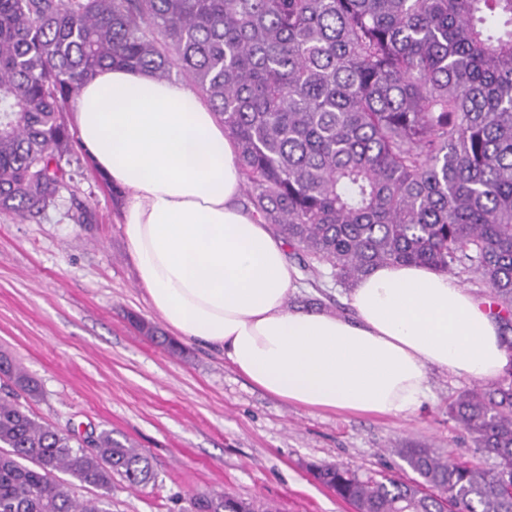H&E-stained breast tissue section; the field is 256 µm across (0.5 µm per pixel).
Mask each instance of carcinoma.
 <instances>
[{
  "label": "carcinoma",
  "instance_id": "obj_1",
  "mask_svg": "<svg viewBox=\"0 0 512 512\" xmlns=\"http://www.w3.org/2000/svg\"><path fill=\"white\" fill-rule=\"evenodd\" d=\"M108 66L203 93L247 208L305 271L348 287L393 262L472 274L512 351V0H0V214L55 204L74 149L64 113ZM0 376V512H111L115 479L154 481L112 431L88 451L37 420L18 395L38 386L6 356ZM448 415L487 466L394 448L418 478L315 476L355 512H512V369ZM77 482L98 494L76 498ZM190 512L277 510L209 491Z\"/></svg>",
  "mask_w": 512,
  "mask_h": 512
}]
</instances>
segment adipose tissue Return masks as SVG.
Segmentation results:
<instances>
[{
    "label": "adipose tissue",
    "mask_w": 512,
    "mask_h": 512,
    "mask_svg": "<svg viewBox=\"0 0 512 512\" xmlns=\"http://www.w3.org/2000/svg\"><path fill=\"white\" fill-rule=\"evenodd\" d=\"M74 122L125 195L152 308L266 393L306 410L408 417L428 398L431 369L486 382L512 366L485 302L426 265L375 267L352 289L350 318L287 308L296 269L239 205L235 145L184 85L106 68L80 89Z\"/></svg>",
    "instance_id": "adipose-tissue-1"
}]
</instances>
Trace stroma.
<instances>
[{
	"instance_id": "35a3bbf8",
	"label": "stroma",
	"mask_w": 512,
	"mask_h": 512,
	"mask_svg": "<svg viewBox=\"0 0 512 512\" xmlns=\"http://www.w3.org/2000/svg\"><path fill=\"white\" fill-rule=\"evenodd\" d=\"M71 181L37 221L0 216V353L34 378L21 402L62 430H111L147 456L154 484L112 486V512H182L196 493L221 490L273 502L279 512H351L312 474L343 463L365 476L406 481L393 447L431 448L484 464L448 405L475 381L431 370V399L407 418L307 411L273 397L216 349L185 343L174 356L132 323L166 324L138 284L124 200L84 151ZM92 222H79L81 211ZM289 306L347 315L350 291L299 274Z\"/></svg>"
}]
</instances>
